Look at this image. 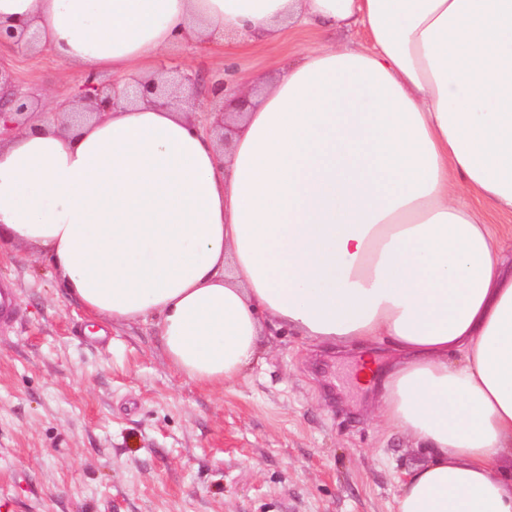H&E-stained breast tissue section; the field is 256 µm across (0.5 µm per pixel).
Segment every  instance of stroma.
Here are the masks:
<instances>
[{"mask_svg": "<svg viewBox=\"0 0 512 512\" xmlns=\"http://www.w3.org/2000/svg\"><path fill=\"white\" fill-rule=\"evenodd\" d=\"M347 36L297 31L225 61L219 46L170 48L163 67L254 75L265 93L278 60ZM36 101L68 98L77 70L46 52L0 49ZM12 319L0 321V512H397L399 481L424 455L384 428L363 360L266 326L246 379L213 390L179 376L156 326L120 325L68 298L30 248L0 255Z\"/></svg>", "mask_w": 512, "mask_h": 512, "instance_id": "stroma-1", "label": "stroma"}]
</instances>
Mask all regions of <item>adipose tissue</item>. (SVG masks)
Masks as SVG:
<instances>
[{"label":"adipose tissue","mask_w":512,"mask_h":512,"mask_svg":"<svg viewBox=\"0 0 512 512\" xmlns=\"http://www.w3.org/2000/svg\"><path fill=\"white\" fill-rule=\"evenodd\" d=\"M0 24L78 70L150 76L193 40L225 59L297 26L370 49L286 62L227 149L175 108L0 140V252L33 248L70 298L154 322L182 377L223 388L263 319L389 348L378 417L426 460L398 512H512V250L451 182L512 214V0H0Z\"/></svg>","instance_id":"adipose-tissue-1"}]
</instances>
